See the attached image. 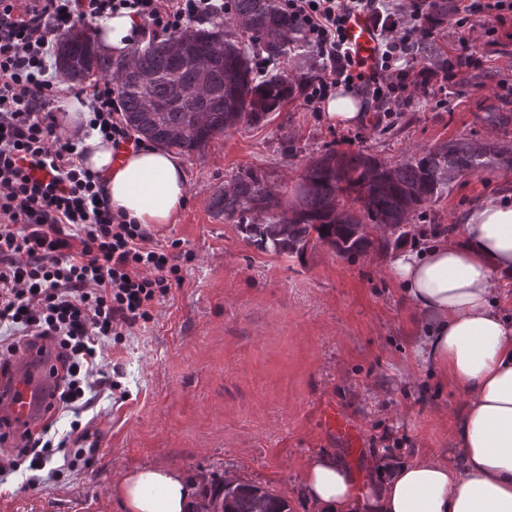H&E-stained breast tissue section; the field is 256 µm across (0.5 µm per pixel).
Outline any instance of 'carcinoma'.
<instances>
[{"instance_id": "carcinoma-1", "label": "carcinoma", "mask_w": 512, "mask_h": 512, "mask_svg": "<svg viewBox=\"0 0 512 512\" xmlns=\"http://www.w3.org/2000/svg\"><path fill=\"white\" fill-rule=\"evenodd\" d=\"M227 20L210 29L187 28L178 36L195 38L207 64V78L198 85L195 69L167 49L169 40H151L133 51L132 69L149 83L121 81L124 61L91 50L92 40L75 27L58 38L57 57L69 56L78 68L63 74L85 81V71L116 81L125 121L141 138L183 153L199 151L214 138L239 126L266 123L272 113L294 97L293 81L276 72L259 80L250 55L229 26L239 23L251 44L278 58L301 55L306 40L281 7L280 0H228ZM191 95L203 115L190 125L184 104L174 101L175 89ZM164 106L159 121L147 101ZM500 166L512 167V143L474 146L446 143L391 165L364 152H325L309 160L297 186V205L286 207L251 169L235 173L229 188L212 194L214 217L238 219L248 242L260 251L301 254L312 243H326L341 256H357L372 244L370 230L397 232L414 219L427 218V205L448 195L454 180L480 175ZM262 213L265 221L249 219ZM267 512H290L288 501L262 487L225 483L195 506L194 512H252L256 500Z\"/></svg>"}]
</instances>
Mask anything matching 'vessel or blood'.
Returning <instances> with one entry per match:
<instances>
[{
    "instance_id": "obj_1",
    "label": "vessel or blood",
    "mask_w": 512,
    "mask_h": 512,
    "mask_svg": "<svg viewBox=\"0 0 512 512\" xmlns=\"http://www.w3.org/2000/svg\"><path fill=\"white\" fill-rule=\"evenodd\" d=\"M347 38L365 66H372L378 50L371 21L362 14L353 16L347 24ZM54 392L49 357L37 351L20 357L9 375L0 376V433L18 435L38 427L46 417ZM322 412L328 428L345 444L347 453L359 454V430L334 405H325Z\"/></svg>"
}]
</instances>
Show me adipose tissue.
<instances>
[{"instance_id":"ef3b65f1","label":"adipose tissue","mask_w":512,"mask_h":512,"mask_svg":"<svg viewBox=\"0 0 512 512\" xmlns=\"http://www.w3.org/2000/svg\"><path fill=\"white\" fill-rule=\"evenodd\" d=\"M83 145L113 209L139 224L172 222L187 187L174 155L148 145L116 160L97 133ZM389 269L424 324L423 361L466 397L453 428L457 462L395 455L360 486L339 456L315 453L301 477L305 499L315 512H512V319L498 299L512 281V195L470 208L452 237L397 250ZM113 492L124 512H192L199 485L180 468L144 466Z\"/></svg>"}]
</instances>
